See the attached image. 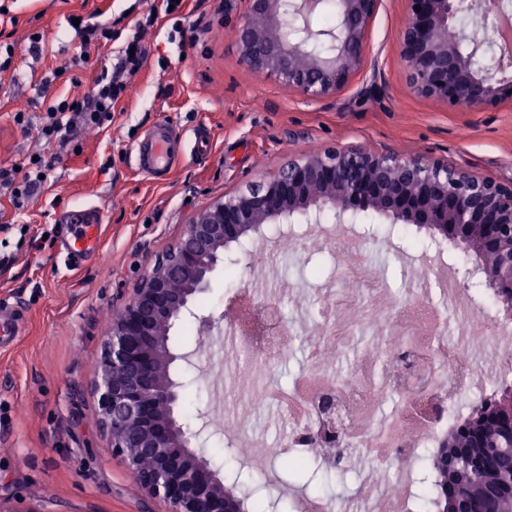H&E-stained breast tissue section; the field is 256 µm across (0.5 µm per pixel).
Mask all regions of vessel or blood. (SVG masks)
<instances>
[{"label":"vessel or blood","mask_w":512,"mask_h":512,"mask_svg":"<svg viewBox=\"0 0 512 512\" xmlns=\"http://www.w3.org/2000/svg\"><path fill=\"white\" fill-rule=\"evenodd\" d=\"M185 153L184 136L170 124L153 127L137 143L135 150L136 166L162 181L178 167ZM59 223L68 225L71 236L66 239L64 248L71 259H78L84 253L95 249L96 227L99 220L94 210H69L61 212Z\"/></svg>","instance_id":"b4317fda"}]
</instances>
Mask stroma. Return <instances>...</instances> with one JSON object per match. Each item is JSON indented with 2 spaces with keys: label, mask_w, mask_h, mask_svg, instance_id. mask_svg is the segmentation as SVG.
<instances>
[{
  "label": "stroma",
  "mask_w": 512,
  "mask_h": 512,
  "mask_svg": "<svg viewBox=\"0 0 512 512\" xmlns=\"http://www.w3.org/2000/svg\"><path fill=\"white\" fill-rule=\"evenodd\" d=\"M134 0H13L16 18L6 32L15 46L13 69L0 71V165L34 152L52 156L44 191L26 203L27 233L5 229L15 216L0 192V314L19 311L12 340L0 342V497L20 496L39 512H166L145 499L97 421L91 389L116 284L133 288L180 235L193 212L262 175L275 173L294 155L328 147H362L378 153L419 154L512 183V100L490 109L455 110L412 93L399 54L404 0H381L370 25L361 72L337 95L306 98L288 85L252 73L224 27V0H188L182 14L160 18L145 34L151 54L132 80L129 97L100 130L77 132L62 148L22 129L12 116L41 115L62 97L91 96L97 75L111 68L122 40L77 60L80 39L70 16L94 23L118 17ZM209 32L195 34L198 20ZM41 34L40 51L30 38ZM168 122L186 133L180 166L156 181L132 158L139 139ZM111 169H103V162ZM96 209L101 216L98 253L65 262L59 249L63 210ZM372 276L394 291L411 288V270L430 246L426 231L376 215L354 226ZM331 253L314 246L307 259L286 254L262 269L240 248L195 301L196 314L220 316L232 288H257L288 278L300 302L312 301L334 272ZM195 314V316H196ZM195 316L181 319L169 344L193 353L192 364L173 373L184 383L182 413L201 426L199 411H214L212 382L204 371L208 350L196 343ZM208 455L221 472L258 487L257 473L212 432ZM359 465L343 477L307 465L280 477L281 486L341 501L357 487Z\"/></svg>",
  "instance_id": "obj_1"
}]
</instances>
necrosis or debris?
Here are the masks:
<instances>
[{"label": "necrosis or debris", "mask_w": 512, "mask_h": 512, "mask_svg": "<svg viewBox=\"0 0 512 512\" xmlns=\"http://www.w3.org/2000/svg\"><path fill=\"white\" fill-rule=\"evenodd\" d=\"M322 242L337 255L336 272L302 319L285 310L295 296L290 282L271 280L242 289L244 303L229 308L223 330L198 333L202 347L230 340V349L208 364L215 380L236 377L234 391L245 404L241 411H215L210 425L238 448L233 423L270 412L283 427L273 451L250 448L245 460L259 473L284 470L301 458L321 459L312 437L319 402L332 397L346 436L342 464H366L339 512H417L411 463L420 449L443 441L450 414L480 379L501 376L502 363L512 360V324L480 322V310L446 282L428 294L429 263L414 268L415 289L396 296L369 278L356 235L326 234ZM297 348L306 353L307 369L288 386L269 384L271 367ZM483 352L493 353L492 369L479 362Z\"/></svg>", "instance_id": "4bbe7bcc"}]
</instances>
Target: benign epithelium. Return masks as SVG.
Listing matches in <instances>:
<instances>
[{
  "label": "benign epithelium",
  "mask_w": 512,
  "mask_h": 512,
  "mask_svg": "<svg viewBox=\"0 0 512 512\" xmlns=\"http://www.w3.org/2000/svg\"><path fill=\"white\" fill-rule=\"evenodd\" d=\"M380 0H334L336 23L320 28L316 17L328 0H224V27L231 30L242 62L299 94L341 92L364 66L369 25ZM463 0H405L400 55L407 84L416 94L452 109L493 107L512 99V60L491 56L497 28L489 18L500 0H471V22L485 31L471 43L465 29L448 39ZM420 10H415V6ZM469 51H464L463 44ZM354 224L374 212L404 224L454 230L464 246L481 253L497 248L495 268L477 262L487 288L512 291V184L480 178L444 162L363 148H327L291 156L271 176L224 194L197 210L175 243L142 275L131 293L117 289L92 382L99 427L149 500L168 512H244L249 493L226 486L204 448L205 428L182 418V382L171 368L188 361L169 345L171 329L190 304L210 288L224 253L260 236L267 224H291L298 216L322 223ZM336 422L322 423L317 443L335 444ZM0 512H40L22 497L1 499Z\"/></svg>",
  "instance_id": "1"
}]
</instances>
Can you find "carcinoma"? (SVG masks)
Segmentation results:
<instances>
[{
    "mask_svg": "<svg viewBox=\"0 0 512 512\" xmlns=\"http://www.w3.org/2000/svg\"><path fill=\"white\" fill-rule=\"evenodd\" d=\"M512 398V384L500 386L490 397L473 405L470 414L453 423L440 443L443 455H426L429 474L420 502L425 512H492L498 504L484 494L486 478L512 481V447L490 448L498 440L491 414Z\"/></svg>",
    "mask_w": 512,
    "mask_h": 512,
    "instance_id": "1",
    "label": "carcinoma"
}]
</instances>
